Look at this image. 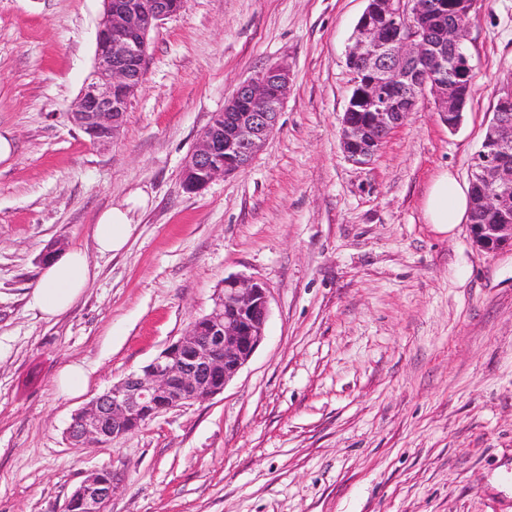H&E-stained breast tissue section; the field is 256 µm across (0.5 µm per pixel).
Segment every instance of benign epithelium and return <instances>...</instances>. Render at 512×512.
Instances as JSON below:
<instances>
[{"label": "benign epithelium", "instance_id": "1", "mask_svg": "<svg viewBox=\"0 0 512 512\" xmlns=\"http://www.w3.org/2000/svg\"><path fill=\"white\" fill-rule=\"evenodd\" d=\"M92 79L70 118L94 144L119 133L145 66L150 29L170 16L167 0H102ZM436 0H368L349 48L353 90L340 120V144L359 166L370 164L388 137L401 126L419 98L431 94L441 120L457 128L468 102L466 84L448 91L453 69L469 79L474 66L464 40L471 23L456 17L430 37L427 20ZM291 82L288 65L269 66L243 82L202 131L185 161L183 185L203 191L213 179L238 172L254 157L277 126ZM512 87L498 96L480 150L471 162L470 182L483 188L471 197L470 211L486 223H469L475 247L489 254L512 250L508 197L512 188ZM269 315L268 289L228 277L212 311L194 319L187 333L154 359L93 402L78 410L67 428L71 441L100 444L129 433L137 419L149 421L185 405L206 401L224 388L250 360L264 338ZM117 488L111 470L96 472L69 497L75 512H108Z\"/></svg>", "mask_w": 512, "mask_h": 512}]
</instances>
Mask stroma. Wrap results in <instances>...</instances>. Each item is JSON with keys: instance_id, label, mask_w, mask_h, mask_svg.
Listing matches in <instances>:
<instances>
[{"instance_id": "35a3bbf8", "label": "stroma", "mask_w": 512, "mask_h": 512, "mask_svg": "<svg viewBox=\"0 0 512 512\" xmlns=\"http://www.w3.org/2000/svg\"><path fill=\"white\" fill-rule=\"evenodd\" d=\"M366 0H185L154 26L118 138L69 108L89 81L101 0H0V512H64L91 473L109 512H512V251L428 223L451 171L468 185L498 92L512 85V0H477L461 124L433 97L371 165L339 139L347 54ZM284 62L290 91L250 166L186 192L185 160L243 81ZM143 189L128 245L100 254L98 214ZM96 271L47 320L43 256ZM269 291L264 338L213 399L77 447L73 413L211 312L225 278ZM84 391L61 395L60 370ZM86 375L77 364L66 365L59 373L57 385L59 390L68 395L80 394L86 386Z\"/></svg>"}]
</instances>
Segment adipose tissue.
<instances>
[{
    "instance_id": "1",
    "label": "adipose tissue",
    "mask_w": 512,
    "mask_h": 512,
    "mask_svg": "<svg viewBox=\"0 0 512 512\" xmlns=\"http://www.w3.org/2000/svg\"><path fill=\"white\" fill-rule=\"evenodd\" d=\"M148 197L135 191L126 202L104 210L93 228V237L100 253L121 251L133 232V215L146 207ZM469 210L467 192L450 172L441 173L433 182L424 204L428 223L448 227L463 223ZM93 277L86 254L77 249L52 257L44 265L32 290L31 303L45 318L67 313L81 298Z\"/></svg>"
}]
</instances>
